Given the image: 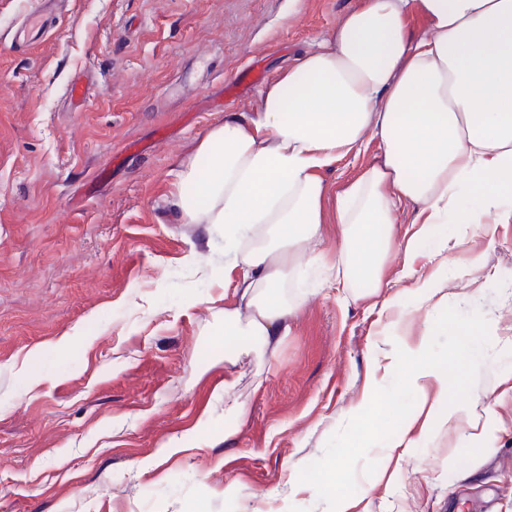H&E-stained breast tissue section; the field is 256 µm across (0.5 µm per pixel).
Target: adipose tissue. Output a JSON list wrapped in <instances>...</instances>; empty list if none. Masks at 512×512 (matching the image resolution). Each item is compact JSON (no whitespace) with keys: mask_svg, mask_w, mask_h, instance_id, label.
<instances>
[{"mask_svg":"<svg viewBox=\"0 0 512 512\" xmlns=\"http://www.w3.org/2000/svg\"><path fill=\"white\" fill-rule=\"evenodd\" d=\"M416 12L427 21L419 34ZM369 136L383 159L336 195L335 280L381 288L398 207L410 201L419 227L403 276L435 299L415 261L437 225L512 221V0H362L266 86L259 112L209 130L178 174L177 206L183 223L223 225L243 270L244 306L225 309V335L265 346L289 334L280 290L297 253L320 239L321 173Z\"/></svg>","mask_w":512,"mask_h":512,"instance_id":"1","label":"adipose tissue"}]
</instances>
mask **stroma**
<instances>
[{"mask_svg":"<svg viewBox=\"0 0 512 512\" xmlns=\"http://www.w3.org/2000/svg\"><path fill=\"white\" fill-rule=\"evenodd\" d=\"M360 3L61 0L31 33L38 0H0V512H512V223L462 242L438 225L446 261H416L435 303L402 277L403 203L379 294L299 267L292 330L261 348L224 334L241 271L223 230L175 204L210 127L258 111ZM381 156L371 139L322 171L326 263L337 193ZM445 320L470 328L472 358L411 386L418 344L454 362ZM460 400L466 418L440 426Z\"/></svg>","mask_w":512,"mask_h":512,"instance_id":"stroma-1","label":"stroma"}]
</instances>
